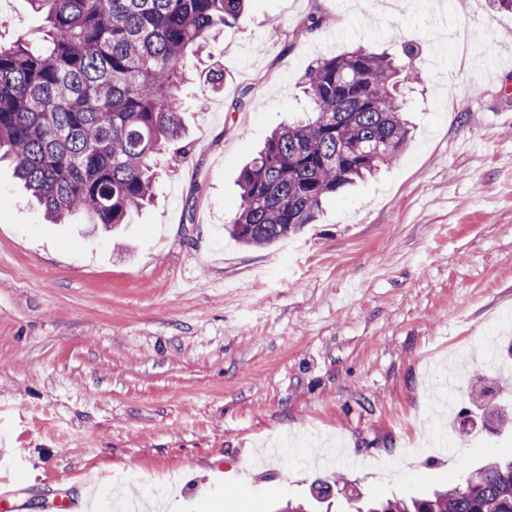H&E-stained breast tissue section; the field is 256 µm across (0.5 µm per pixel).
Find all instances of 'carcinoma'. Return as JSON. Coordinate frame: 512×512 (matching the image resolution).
<instances>
[{"label":"carcinoma","mask_w":512,"mask_h":512,"mask_svg":"<svg viewBox=\"0 0 512 512\" xmlns=\"http://www.w3.org/2000/svg\"><path fill=\"white\" fill-rule=\"evenodd\" d=\"M42 44L0 45V159L55 224L77 212L121 224L154 196L158 159L188 155L181 87L189 56L237 25L246 0H29ZM400 65L357 48L312 63L305 117L275 130L242 170L228 231L269 246L313 224L330 198L397 160L409 139L416 50ZM355 512H512V461L463 485Z\"/></svg>","instance_id":"obj_1"}]
</instances>
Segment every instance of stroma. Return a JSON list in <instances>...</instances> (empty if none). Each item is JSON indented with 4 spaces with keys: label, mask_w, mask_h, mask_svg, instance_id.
<instances>
[{
    "label": "stroma",
    "mask_w": 512,
    "mask_h": 512,
    "mask_svg": "<svg viewBox=\"0 0 512 512\" xmlns=\"http://www.w3.org/2000/svg\"><path fill=\"white\" fill-rule=\"evenodd\" d=\"M42 27L0 0L1 44ZM408 44L422 83L398 161L273 246L225 234L250 156L310 109L308 64ZM213 56L222 90L181 89L189 156L116 230L48 223L0 165V480L28 512L64 473L92 512H124L120 487L140 512H269L322 480L316 512H346L511 458L512 423L480 416L512 397V13L251 0Z\"/></svg>",
    "instance_id": "35a3bbf8"
}]
</instances>
